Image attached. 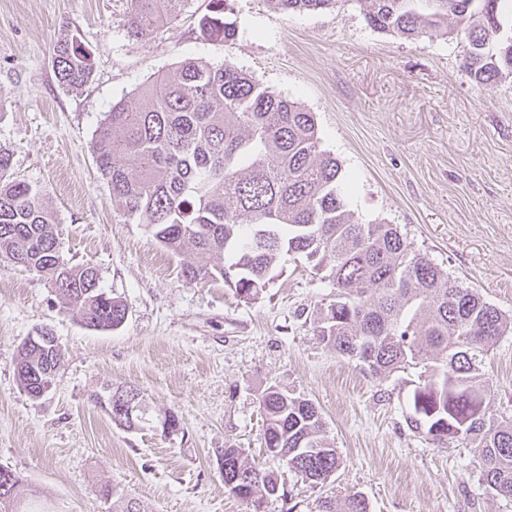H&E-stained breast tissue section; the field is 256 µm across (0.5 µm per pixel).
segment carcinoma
I'll return each mask as SVG.
<instances>
[{
    "mask_svg": "<svg viewBox=\"0 0 512 512\" xmlns=\"http://www.w3.org/2000/svg\"><path fill=\"white\" fill-rule=\"evenodd\" d=\"M187 0H127L129 36L145 40L178 16ZM276 13L326 10L338 0H265ZM369 23L412 38L455 21L469 43L464 67L477 82L512 74V35L503 33L512 0H361ZM199 21L208 41L235 36L224 0H211ZM54 73L67 90L93 75L91 54L75 36L54 46ZM97 168L123 213L142 224L172 255L194 258L181 272L189 281H224L243 296L259 294L279 260L299 254L336 288L319 307L313 332L336 354L386 378L409 365L423 367L412 391L411 428L438 446L461 442L481 462V483L512 498V419L489 412L482 364L512 331V318L414 249L398 225L362 224L341 187V166L320 150L313 114L225 63L186 59L157 74L134 102L106 113L93 144ZM12 156L0 149V261L37 273L87 327L115 330L125 305L100 285L96 267L62 257L55 217L42 188L9 175ZM46 363L19 346L18 373ZM264 440L280 464L315 486L339 466L325 439L321 411L310 399L271 384L262 393ZM145 411L112 422L129 430ZM224 460L272 497L280 484L240 448ZM112 512L129 503L109 485ZM318 512H371L360 493L325 497Z\"/></svg>",
    "mask_w": 512,
    "mask_h": 512,
    "instance_id": "cac0c4a2",
    "label": "carcinoma"
}]
</instances>
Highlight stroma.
Here are the masks:
<instances>
[{
  "mask_svg": "<svg viewBox=\"0 0 512 512\" xmlns=\"http://www.w3.org/2000/svg\"><path fill=\"white\" fill-rule=\"evenodd\" d=\"M209 10L210 0H188L140 41L127 32V0H0V147L12 154L10 175L43 188L64 260L95 266L127 309L118 329H89L38 275L0 265V465L50 512H108L105 484L138 512H246L217 463L230 447L277 470L285 494L264 512H317L327 494L353 492L372 512H512L482 485L470 448H440L411 429L420 367L381 381L314 336L317 310L336 290L311 261L284 256L251 299L220 280L186 281L181 258L113 201L92 151L105 112L152 73L186 58L233 64L313 112L359 222L398 225L512 315V74L476 83L462 37L376 29L360 0L289 14L227 0L237 35L223 44L200 34ZM66 33L93 61L92 82L77 91L53 70ZM43 327L62 359L34 399L21 388L17 353ZM483 371L491 412L511 417L512 332ZM272 384L319 406L340 457L328 486L267 456L260 398ZM129 386L150 418L174 412L180 430L112 423L94 396Z\"/></svg>",
  "mask_w": 512,
  "mask_h": 512,
  "instance_id": "stroma-1",
  "label": "stroma"
}]
</instances>
